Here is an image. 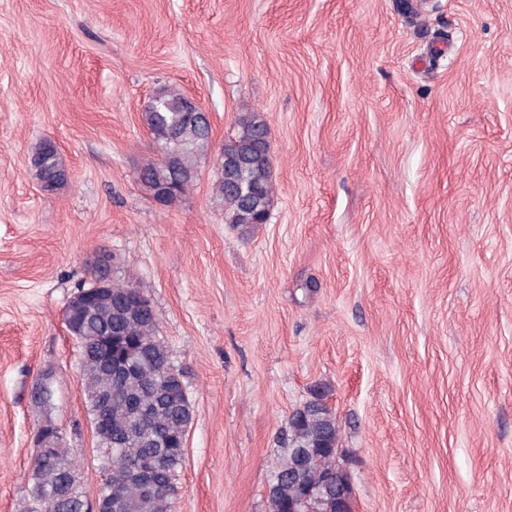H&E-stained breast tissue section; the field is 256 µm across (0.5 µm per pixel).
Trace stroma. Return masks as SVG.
<instances>
[{"instance_id":"stroma-1","label":"stroma","mask_w":512,"mask_h":512,"mask_svg":"<svg viewBox=\"0 0 512 512\" xmlns=\"http://www.w3.org/2000/svg\"><path fill=\"white\" fill-rule=\"evenodd\" d=\"M167 86L212 142L161 206L137 172ZM242 112L275 194L235 227L216 158ZM103 253L193 405L174 512H269L279 432L318 389L352 512H512V0H0V512L32 506L45 418L100 483L64 311ZM35 178L47 192H54L68 183L67 167L57 149L50 142H42L31 158Z\"/></svg>"}]
</instances>
